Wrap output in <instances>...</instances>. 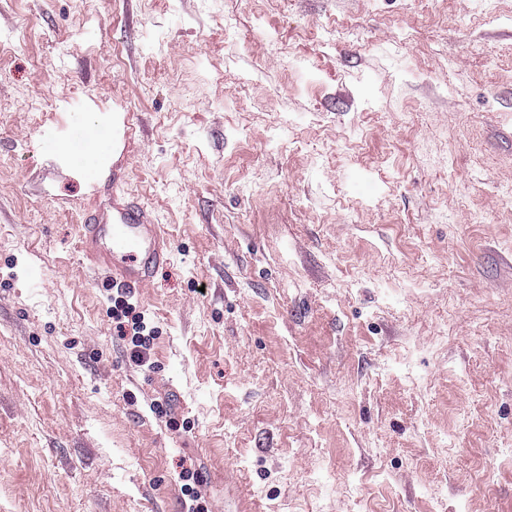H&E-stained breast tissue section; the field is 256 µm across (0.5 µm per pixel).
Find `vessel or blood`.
Instances as JSON below:
<instances>
[{
	"label": "vessel or blood",
	"mask_w": 512,
	"mask_h": 512,
	"mask_svg": "<svg viewBox=\"0 0 512 512\" xmlns=\"http://www.w3.org/2000/svg\"><path fill=\"white\" fill-rule=\"evenodd\" d=\"M79 249L91 266L105 273L110 287L128 291L148 282L171 254L160 225L151 223L136 201L119 193L112 197L111 212L86 211Z\"/></svg>",
	"instance_id": "vessel-or-blood-1"
}]
</instances>
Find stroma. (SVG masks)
I'll return each mask as SVG.
<instances>
[{"instance_id":"1","label":"stroma","mask_w":512,"mask_h":512,"mask_svg":"<svg viewBox=\"0 0 512 512\" xmlns=\"http://www.w3.org/2000/svg\"><path fill=\"white\" fill-rule=\"evenodd\" d=\"M124 112L88 186L61 127ZM117 188L171 242L148 368L77 249ZM186 470L512 512V0H0V512H186Z\"/></svg>"}]
</instances>
